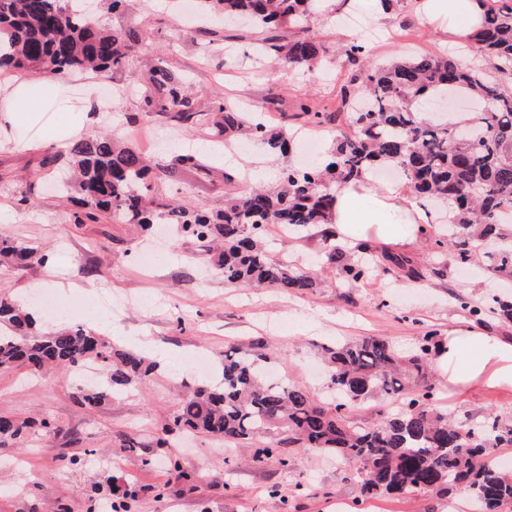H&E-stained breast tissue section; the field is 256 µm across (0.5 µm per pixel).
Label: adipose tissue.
<instances>
[{
	"instance_id": "obj_1",
	"label": "adipose tissue",
	"mask_w": 512,
	"mask_h": 512,
	"mask_svg": "<svg viewBox=\"0 0 512 512\" xmlns=\"http://www.w3.org/2000/svg\"><path fill=\"white\" fill-rule=\"evenodd\" d=\"M424 19L444 30L450 43L465 46L481 24L478 0H423ZM48 80L12 79L0 87V131L37 109ZM432 214L406 185H377L371 173L344 184L336 194L333 227L339 241L411 245ZM432 360L449 385L466 392L475 387L512 391V340L484 331L454 329Z\"/></svg>"
}]
</instances>
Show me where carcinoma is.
Listing matches in <instances>:
<instances>
[{"instance_id": "cac0c4a2", "label": "carcinoma", "mask_w": 512, "mask_h": 512, "mask_svg": "<svg viewBox=\"0 0 512 512\" xmlns=\"http://www.w3.org/2000/svg\"><path fill=\"white\" fill-rule=\"evenodd\" d=\"M320 0H208L216 13L251 16L262 37L255 47L271 59L272 74L315 72L333 53L309 26ZM480 28L473 35V58L419 54L384 68H372L362 46L344 49L347 77L336 112L300 111L319 124L348 111L351 136L336 133L331 161L323 167H284L274 190L229 189L224 207L210 211L157 202L151 170L135 145L110 136L70 142L69 153L82 195L75 224H139L158 217L175 224L183 237L222 247L218 270L229 286L273 287L309 294L319 282L300 268L271 261L263 248L267 225L291 231L321 227L324 256L336 278L356 282L375 272L414 273L410 260L378 253L367 242L347 248L336 240L330 221L336 189L370 168L399 172L416 195L441 205L448 234L434 239L441 256L451 251L461 266L479 261L492 279L512 278V0H479ZM140 37L101 29L70 0H0V74L38 70L110 69L124 72L140 51ZM497 59L498 79L485 80L477 59ZM151 89L145 111L166 114L179 124L207 125L229 142L240 135L272 152L286 153L288 135L270 129L259 112H241L218 99L210 112L197 111L180 80L156 62L148 71ZM34 249L0 240V257L18 263ZM459 309L512 320V303L494 295L475 306L463 295ZM438 348L425 336L406 353L382 336L323 348L329 365L325 402L293 383L268 374L270 357L259 346L224 349L220 377L183 383L185 392L172 429L206 433L227 442L256 440L281 429L279 444L321 451L340 460L345 479L361 483L371 496L407 495L456 489L472 492L479 512L512 505V472L499 468L493 449L512 446V426L496 417H451L435 406L436 385L429 360ZM99 363L107 374L95 388L78 386L81 404H99L125 394L151 377L157 365L132 351L116 350L81 325L42 331L37 320L7 295L0 296V369L26 366L34 375L51 369L74 371ZM398 401L378 410V423L357 426L351 412L373 396ZM28 422L0 417V439H23Z\"/></svg>"}]
</instances>
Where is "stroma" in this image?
<instances>
[{
  "instance_id": "obj_1",
  "label": "stroma",
  "mask_w": 512,
  "mask_h": 512,
  "mask_svg": "<svg viewBox=\"0 0 512 512\" xmlns=\"http://www.w3.org/2000/svg\"><path fill=\"white\" fill-rule=\"evenodd\" d=\"M186 8V0H125L117 9L111 0L93 4L101 24L142 37L130 70L143 69L146 59H162L188 86L198 110L208 111L221 98L266 113L272 126L305 127L320 143L318 158H327L335 130L308 124L305 112L335 108L341 58H329L318 76H275L268 61L254 52L257 31L247 20L205 22L185 17ZM375 10L374 0H353L340 8L346 21L321 16L311 29L337 49L364 46L370 62L383 66L401 57L407 46L391 36L400 27L398 16L391 13L379 21ZM59 80L63 98L70 100L112 86L111 105L81 134L130 140L145 130L139 148L153 167V193L160 202H168L171 186L177 185L182 203L218 208L228 186L225 177H232L229 185L236 189L245 174L251 183L269 184L281 166L304 163L296 146L278 157L257 145L246 151L209 150V137L199 128L175 130L165 116L145 112L144 90L128 89L126 74L66 73ZM54 119V113H42L38 123L13 131V143L0 147V238L50 257L49 263L37 258L23 267L0 258V295L19 299L34 288L52 289L79 309L76 324L101 333L117 348L153 360L168 352L172 360L160 362L156 374L133 395L95 406L75 401L71 376L37 377L23 367L0 370V415L55 425L54 433L35 431L23 443L0 447V484L11 489L0 495V512H49L57 503L65 512H89L92 504L111 496L114 486L129 482L135 494L127 512H448L447 495L433 492L365 499L359 484L345 479L341 462L325 453L291 448L287 466L274 460L258 465L252 461L255 444H224L169 431L179 402L172 377L192 374L191 361L199 355L210 356L212 373H219L226 344L258 342L266 345L280 375L320 396L326 391L322 346L382 336L409 349L423 336L441 340L450 329L474 327L456 297L483 302L491 289L482 276L464 273L451 256L435 257L432 239L423 238L399 250L416 269L413 277L378 272L340 288L334 274L324 272L316 291L304 296L227 286L203 244L181 238L171 225L74 224L78 191L61 198L40 166L46 156L55 159L54 173L71 165L67 152L46 141ZM185 144L208 151L207 170L179 164ZM22 191L34 203L19 211L14 196ZM266 240L270 259L289 266L316 260L321 246L316 227L289 236L271 229ZM140 245L159 249L154 267H141L132 258ZM106 293L125 302L110 317L99 306ZM437 383L438 407L476 420L492 413L512 425V392L456 394L445 378ZM161 436L169 447H156ZM128 438L138 441L139 455L123 452ZM73 455L79 464L64 466V458ZM177 465L188 479L176 477Z\"/></svg>"
}]
</instances>
